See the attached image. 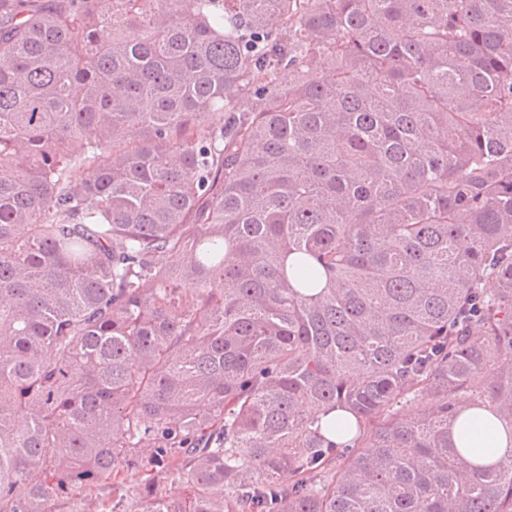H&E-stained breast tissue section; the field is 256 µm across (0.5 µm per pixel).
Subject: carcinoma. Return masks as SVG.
<instances>
[{"label": "carcinoma", "instance_id": "carcinoma-1", "mask_svg": "<svg viewBox=\"0 0 512 512\" xmlns=\"http://www.w3.org/2000/svg\"><path fill=\"white\" fill-rule=\"evenodd\" d=\"M463 401L512 433V0H0V512H512Z\"/></svg>", "mask_w": 512, "mask_h": 512}]
</instances>
